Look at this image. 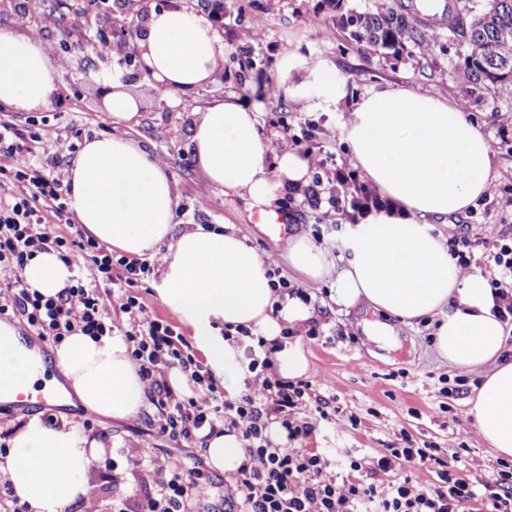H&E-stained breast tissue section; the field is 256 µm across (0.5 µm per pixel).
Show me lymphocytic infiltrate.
Wrapping results in <instances>:
<instances>
[{
    "instance_id": "obj_1",
    "label": "lymphocytic infiltrate",
    "mask_w": 512,
    "mask_h": 512,
    "mask_svg": "<svg viewBox=\"0 0 512 512\" xmlns=\"http://www.w3.org/2000/svg\"><path fill=\"white\" fill-rule=\"evenodd\" d=\"M34 141L45 148V156L33 153ZM58 141L55 125L44 124L29 138L16 124L0 121V152L11 160L9 167L0 168V180L14 186L12 193L0 196V270L7 274L0 281V316L20 315L36 336L59 343L78 332L94 339L112 335L111 311L125 314V337L156 409V432L197 439L222 424L242 439L245 459L236 471L229 512H470L475 504L480 512H512V464L502 463L491 479L477 484L462 474L454 451L443 457L428 446L380 448L368 460L348 456L352 475L340 478L335 460L296 447V440L306 438L311 428L288 421L287 416L306 406L308 385L278 378L269 361H260L259 371L246 378L238 398H226L213 374L196 364L187 337L166 321L150 318L137 297L128 294V287L150 273L149 264L114 259L94 238L80 233L71 239L59 236L41 215L44 202L52 203L55 216L65 213L66 173L49 153ZM334 179L340 188L353 190L350 199L333 197L336 209L363 216L383 208L375 189L354 184L350 162H343ZM478 244L494 262L489 273L496 314L512 328V234L488 225L479 240H454L451 254L461 271L470 268ZM50 251L69 265L86 260L94 285L77 279L54 297L30 290L15 276V269L23 268L36 253ZM116 266L125 271L124 289L100 290V283H114ZM175 365L186 372L188 390L169 384L167 373ZM273 416L282 419L289 445L274 447L268 441L265 431ZM416 466L436 468L438 484L421 487L412 477ZM153 469L159 476L154 491L136 508L121 505L115 512H189L190 502L211 495L212 486L198 469L171 460L155 462ZM362 470L366 479H356Z\"/></svg>"
}]
</instances>
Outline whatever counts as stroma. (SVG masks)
I'll return each mask as SVG.
<instances>
[{"instance_id": "35a3bbf8", "label": "stroma", "mask_w": 512, "mask_h": 512, "mask_svg": "<svg viewBox=\"0 0 512 512\" xmlns=\"http://www.w3.org/2000/svg\"><path fill=\"white\" fill-rule=\"evenodd\" d=\"M372 0H224V72L221 77L187 93L167 97L127 64L134 43L119 36L122 26L139 22L140 0H0V26H17L37 32L53 53L64 58L58 90L52 103L33 112H15L0 106V119L9 120L33 133L34 122L48 120L55 125L60 141L54 149L63 165H70L76 149L85 139L111 132L104 100L112 91L110 76H120L127 91L141 102L137 124L130 134L157 158L166 161L174 178L179 206L175 222L178 230L198 224H232L248 237L261 255L271 256L279 275L290 287L305 292L312 309L311 324H299L309 370L311 395L324 397V409L314 402L294 414L297 422L312 428L299 445L344 463L346 453L372 457L386 446L429 443L441 450L459 449L460 467L472 480H486L498 469L488 444L476 433L467 416V402L475 396L482 371L448 366L433 350V323L423 320L413 325L393 321L397 348H385L367 336L362 323L372 320L365 306L345 308L333 300L335 279L319 284L307 282L287 265L285 254L289 235L307 234L335 258H346L345 243L353 222L350 216L328 203L308 202L303 187L285 186L279 195L288 212L286 232L269 230L259 224L245 201L221 194L209 197L206 206L196 199L201 177L187 150L195 114L208 102L231 94L239 102L256 109L263 132L278 149L265 154L267 166H274L279 152L302 153L310 149L326 157L324 168L312 169L309 179H320L331 188L336 166L349 155L343 128L357 98L378 82L405 84L465 103L467 116L489 139L497 166L491 174L488 194L477 206L442 223L430 219L433 234L445 238L480 236L485 225L512 226V210L503 208V197L512 196V134L503 127L512 125V92L483 93L476 97L466 91L463 74L456 67L455 50H435L421 54L413 44L400 48L392 57L365 43L350 39L340 28L338 17L354 9L362 11ZM103 37L112 51L96 55L80 51L83 38ZM301 56L321 63L327 80H315L305 71L288 70L290 57ZM277 88L276 96H266L265 85ZM303 86L307 112L292 109L289 87ZM345 96H338L337 87ZM314 122L311 138L298 145L305 122ZM315 337H307L308 327ZM465 376L466 390L442 395L440 375ZM356 414L358 426H350L348 414ZM153 405H144L132 421L108 419L80 407L37 402L28 408L0 403V428L25 425L34 417L84 431L102 443L105 453L118 463L127 458H171L187 468L197 467L212 485L210 499L197 503L196 512H225L224 499L235 490V477L220 473L207 464L198 441L157 435L150 422ZM156 476L150 469L126 472L119 486L107 485L100 472L89 470L86 484L99 500L102 512H112L113 500L135 501Z\"/></svg>"}]
</instances>
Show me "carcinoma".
Returning <instances> with one entry per match:
<instances>
[{
  "label": "carcinoma",
  "mask_w": 512,
  "mask_h": 512,
  "mask_svg": "<svg viewBox=\"0 0 512 512\" xmlns=\"http://www.w3.org/2000/svg\"><path fill=\"white\" fill-rule=\"evenodd\" d=\"M446 38L457 46L458 67L470 91L492 92L512 85V0H482L479 7L459 8L448 0ZM342 28L355 41L377 50H398L406 42L423 52L442 45L441 35L431 37L416 18L394 8L388 0H376L365 12L351 11L342 17Z\"/></svg>",
  "instance_id": "1"
}]
</instances>
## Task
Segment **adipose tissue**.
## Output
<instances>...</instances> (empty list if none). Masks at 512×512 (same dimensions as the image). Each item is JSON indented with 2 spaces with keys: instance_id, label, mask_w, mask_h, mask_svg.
<instances>
[{
  "instance_id": "obj_1",
  "label": "adipose tissue",
  "mask_w": 512,
  "mask_h": 512,
  "mask_svg": "<svg viewBox=\"0 0 512 512\" xmlns=\"http://www.w3.org/2000/svg\"><path fill=\"white\" fill-rule=\"evenodd\" d=\"M142 71L162 94L173 96L214 80L224 68V41L206 18L182 6L151 7L138 40ZM62 61L32 33L0 26V105L28 112L51 103ZM112 133L86 141L67 168L68 204L99 242L130 256L160 254L163 305L190 331L227 393L241 390L249 374L246 347L265 340L274 370L286 380L303 376L302 344L282 336L283 323L309 318L297 297L272 288L261 254L233 227L217 224L176 231L174 180L126 131L138 114L136 99L113 80L106 102ZM346 142L355 169L390 202L353 228L344 266L305 234L289 238L288 266L305 280L336 278L335 302L363 305L412 324L438 319V357L461 369H484L467 414L494 452L512 458V358L508 334L494 314L486 279L464 273L425 220L465 213L484 197L495 155L485 135L457 103L438 94L381 83L359 97ZM188 150L208 192L235 195L268 221L278 217L279 182H305L308 165L291 152L265 164L266 139L255 112L234 96L199 112ZM29 288L52 296L66 288L69 266L42 252L24 269ZM62 377L92 413L135 418L145 385L120 337L73 334L55 350ZM45 365L15 331L0 326V401L32 393ZM100 444L79 431L30 419L0 461L16 495L33 512H65L85 493V479ZM209 465L236 472L244 459L237 434L205 441Z\"/></svg>"
}]
</instances>
